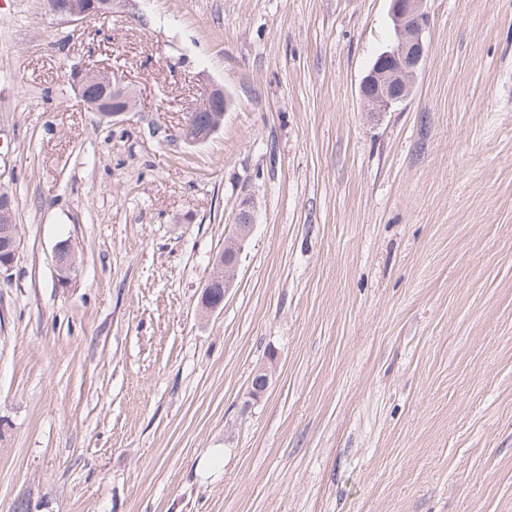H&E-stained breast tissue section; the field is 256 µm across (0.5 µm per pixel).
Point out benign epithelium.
<instances>
[{
  "mask_svg": "<svg viewBox=\"0 0 512 512\" xmlns=\"http://www.w3.org/2000/svg\"><path fill=\"white\" fill-rule=\"evenodd\" d=\"M45 10L69 23L82 24L112 12V0H44ZM394 24V43L377 56L363 78L359 94L365 110L373 114L387 112L405 101L415 84L426 54L425 33L429 15L424 0H390ZM74 88L83 104L101 119L114 118L134 111L133 91L123 80L107 70L80 68L72 77ZM230 97L224 87L212 85L203 101L187 113L178 130V138L188 146L208 141L224 124ZM255 228L254 210L249 201H242L233 231L224 240V249L210 261V273L203 287L197 310L203 317L216 313L223 300L214 298V289L228 293L237 277L238 258ZM18 249V228L13 201L9 193L0 192V275L10 271ZM58 280L71 281L78 265L77 253L69 241L59 242L54 250ZM273 367L257 369L252 377L250 398L259 400L266 392Z\"/></svg>",
  "mask_w": 512,
  "mask_h": 512,
  "instance_id": "benign-epithelium-1",
  "label": "benign epithelium"
}]
</instances>
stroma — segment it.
<instances>
[{
    "label": "stroma",
    "mask_w": 512,
    "mask_h": 512,
    "mask_svg": "<svg viewBox=\"0 0 512 512\" xmlns=\"http://www.w3.org/2000/svg\"><path fill=\"white\" fill-rule=\"evenodd\" d=\"M424 6L413 93L372 115L389 0H112L78 26L0 0V512H512V0ZM84 67L136 111H89ZM212 84L224 127L185 145ZM74 88L83 104L97 112L103 121L134 112L133 91L123 80L112 77V72L98 68H80L72 77ZM109 99H112V107ZM18 249V228L13 201L8 192H0V277L12 268ZM255 223L254 210L250 202L242 201L232 234L224 240V249L210 261V273L197 304L201 316L213 315L222 307L226 294L236 280L238 258L254 232ZM214 288H222L223 297L220 300L214 298ZM54 261L58 280L62 284L69 283L78 265L77 253L71 242L61 241L56 245Z\"/></svg>",
    "instance_id": "stroma-1"
}]
</instances>
